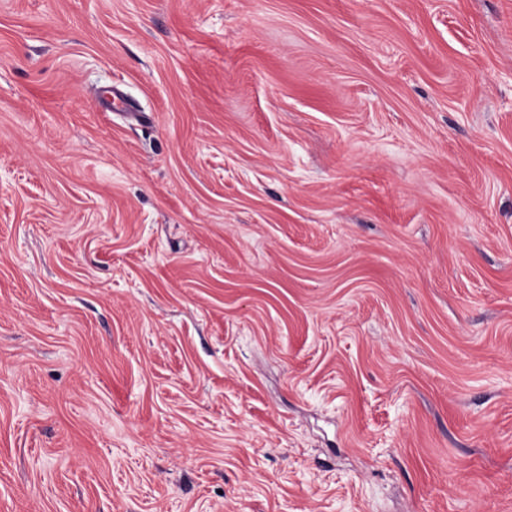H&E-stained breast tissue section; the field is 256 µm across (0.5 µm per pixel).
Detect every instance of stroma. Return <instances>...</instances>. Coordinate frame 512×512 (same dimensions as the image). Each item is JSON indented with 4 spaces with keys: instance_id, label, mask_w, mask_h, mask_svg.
<instances>
[{
    "instance_id": "stroma-1",
    "label": "stroma",
    "mask_w": 512,
    "mask_h": 512,
    "mask_svg": "<svg viewBox=\"0 0 512 512\" xmlns=\"http://www.w3.org/2000/svg\"><path fill=\"white\" fill-rule=\"evenodd\" d=\"M0 512H512V0H0Z\"/></svg>"
}]
</instances>
